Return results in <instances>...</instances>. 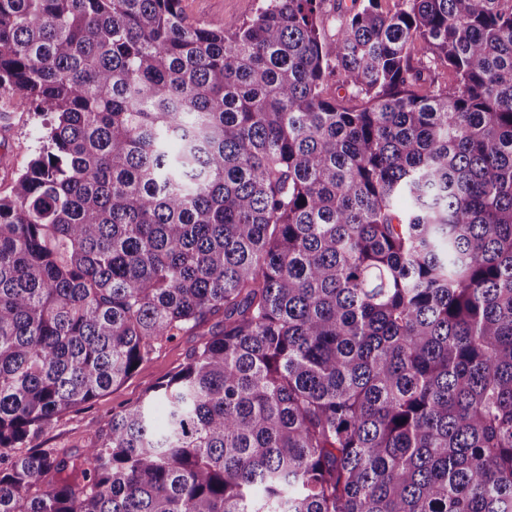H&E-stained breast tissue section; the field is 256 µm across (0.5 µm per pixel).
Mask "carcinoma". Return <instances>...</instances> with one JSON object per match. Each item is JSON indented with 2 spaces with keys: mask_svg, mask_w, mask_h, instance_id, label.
<instances>
[{
  "mask_svg": "<svg viewBox=\"0 0 512 512\" xmlns=\"http://www.w3.org/2000/svg\"><path fill=\"white\" fill-rule=\"evenodd\" d=\"M322 2L0 0V512H512V0ZM260 3L259 0H184L183 8L191 21L224 25V30H228L253 18ZM41 122L35 112L0 99V158L5 155L10 160L8 166L0 164V194L10 192L16 172L30 159L43 134ZM198 341L199 336L182 333L158 343L137 373L94 403L62 414L53 428L28 448H57L68 454L89 448L105 432L112 411L138 403L150 388L176 373Z\"/></svg>",
  "mask_w": 512,
  "mask_h": 512,
  "instance_id": "cac0c4a2",
  "label": "carcinoma"
}]
</instances>
